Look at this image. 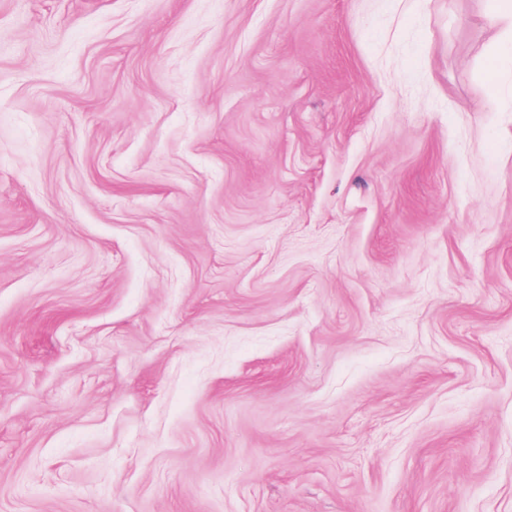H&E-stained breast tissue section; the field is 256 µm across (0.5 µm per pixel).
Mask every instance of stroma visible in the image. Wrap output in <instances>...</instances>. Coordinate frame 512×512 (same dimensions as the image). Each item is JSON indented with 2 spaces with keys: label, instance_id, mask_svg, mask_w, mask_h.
<instances>
[{
  "label": "stroma",
  "instance_id": "1",
  "mask_svg": "<svg viewBox=\"0 0 512 512\" xmlns=\"http://www.w3.org/2000/svg\"><path fill=\"white\" fill-rule=\"evenodd\" d=\"M493 0H0V512H512Z\"/></svg>",
  "mask_w": 512,
  "mask_h": 512
}]
</instances>
